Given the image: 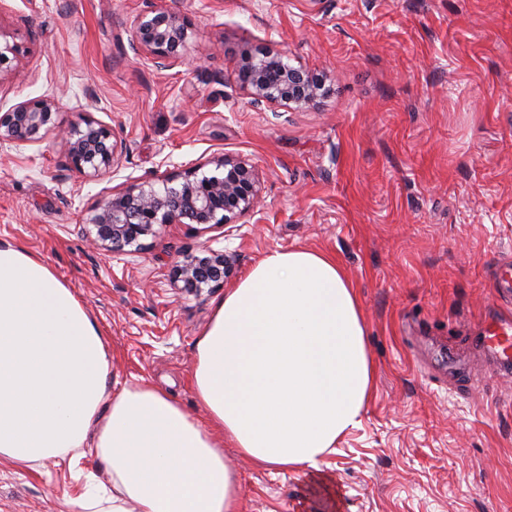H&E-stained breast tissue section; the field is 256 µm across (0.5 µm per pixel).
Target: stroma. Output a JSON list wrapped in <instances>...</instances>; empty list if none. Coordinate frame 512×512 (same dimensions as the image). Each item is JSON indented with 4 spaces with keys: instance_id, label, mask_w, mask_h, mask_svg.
Here are the masks:
<instances>
[{
    "instance_id": "35a3bbf8",
    "label": "stroma",
    "mask_w": 512,
    "mask_h": 512,
    "mask_svg": "<svg viewBox=\"0 0 512 512\" xmlns=\"http://www.w3.org/2000/svg\"><path fill=\"white\" fill-rule=\"evenodd\" d=\"M195 23L188 65L136 59L125 23L143 0H0V29L26 53L0 75V106L57 95L122 143L114 172L83 179L57 132L0 142V240L73 291L112 354L110 388L148 382L188 414L195 341L214 306L267 253H334L356 289L373 365L361 423L307 470L269 472L225 446L242 512H512V371L485 357L478 323L503 308L489 282L512 254V0H178ZM271 48L323 74L305 111L261 112L234 73ZM229 153L263 177L254 216L202 232L174 224L137 254L83 234L103 192ZM232 261L200 294L174 277L184 251ZM95 449L76 465L0 459V512H67Z\"/></svg>"
}]
</instances>
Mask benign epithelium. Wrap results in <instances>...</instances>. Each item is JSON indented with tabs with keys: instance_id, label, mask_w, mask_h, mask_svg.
<instances>
[{
	"instance_id": "obj_1",
	"label": "benign epithelium",
	"mask_w": 512,
	"mask_h": 512,
	"mask_svg": "<svg viewBox=\"0 0 512 512\" xmlns=\"http://www.w3.org/2000/svg\"><path fill=\"white\" fill-rule=\"evenodd\" d=\"M129 46L134 55L159 71L186 64L185 50L196 29L179 9L159 0L145 6L127 23ZM26 52L22 43L0 29V74L12 68ZM240 88L255 108L297 111L313 106L326 93L325 81L302 65L270 49L244 53L235 63ZM60 102L40 97L0 110V142H36L41 133L59 127ZM70 168L94 178L114 167L121 144L105 125L82 116L61 129ZM214 170L196 166L182 174L159 178L163 189L152 183L137 189L105 194L87 213L89 241L105 252L138 253L145 239L169 224H196L206 229L235 224L259 211L261 179L250 160L222 154L211 161ZM231 262L224 253L203 247L186 252L175 270L176 281L197 294L224 283Z\"/></svg>"
}]
</instances>
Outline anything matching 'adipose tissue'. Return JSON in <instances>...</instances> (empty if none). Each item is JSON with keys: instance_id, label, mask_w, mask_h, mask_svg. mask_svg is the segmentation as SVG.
Segmentation results:
<instances>
[{"instance_id": "ef3b65f1", "label": "adipose tissue", "mask_w": 512, "mask_h": 512, "mask_svg": "<svg viewBox=\"0 0 512 512\" xmlns=\"http://www.w3.org/2000/svg\"><path fill=\"white\" fill-rule=\"evenodd\" d=\"M365 336L335 256L268 253L196 341L199 420L146 383L110 393L111 355L72 290L1 241L0 457L33 467L97 448L112 489L70 499L71 512H241L225 443L262 468L322 473L370 394Z\"/></svg>"}]
</instances>
